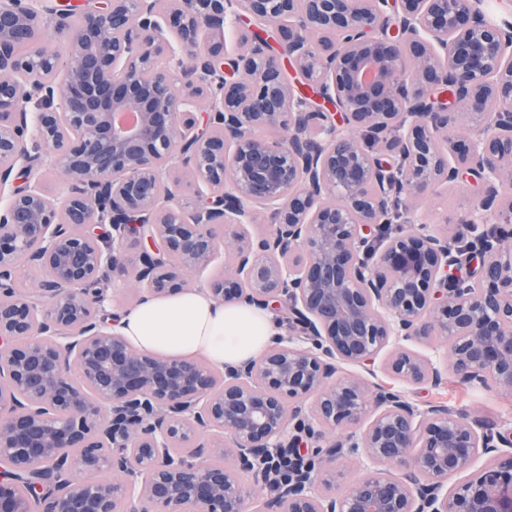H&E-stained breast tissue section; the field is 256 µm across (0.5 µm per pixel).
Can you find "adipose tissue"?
Here are the masks:
<instances>
[{"mask_svg": "<svg viewBox=\"0 0 512 512\" xmlns=\"http://www.w3.org/2000/svg\"><path fill=\"white\" fill-rule=\"evenodd\" d=\"M123 335L137 349L167 357H204L216 367L259 355L276 334L267 310L224 305L198 290L137 306Z\"/></svg>", "mask_w": 512, "mask_h": 512, "instance_id": "ef3b65f1", "label": "adipose tissue"}]
</instances>
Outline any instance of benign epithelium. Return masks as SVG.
<instances>
[{"mask_svg":"<svg viewBox=\"0 0 512 512\" xmlns=\"http://www.w3.org/2000/svg\"><path fill=\"white\" fill-rule=\"evenodd\" d=\"M46 2L0 0V512H512L511 439L343 369L371 373L387 348L381 370L403 383L451 370L512 392V232H484L512 223V15L485 0ZM226 27L233 53L201 42ZM32 56L56 80L26 81ZM189 182L206 191L185 203ZM460 185L477 193L456 248L415 213ZM130 239L142 288L126 310L217 266L208 294L278 313L285 333L222 371L136 349L114 308ZM22 263L49 271L23 298Z\"/></svg>","mask_w":512,"mask_h":512,"instance_id":"1","label":"benign epithelium"}]
</instances>
